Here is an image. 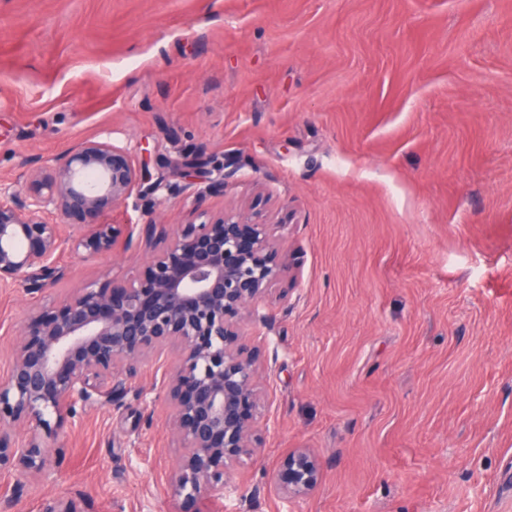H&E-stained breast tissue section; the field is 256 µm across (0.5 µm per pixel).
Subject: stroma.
Returning a JSON list of instances; mask_svg holds the SVG:
<instances>
[{"mask_svg":"<svg viewBox=\"0 0 512 512\" xmlns=\"http://www.w3.org/2000/svg\"><path fill=\"white\" fill-rule=\"evenodd\" d=\"M149 153L160 206L286 217L293 288L247 325L270 428L219 497L174 495L151 364L56 440L51 478L0 477L9 512H512V0H0V181L90 139ZM221 160L187 182L185 159ZM144 251L38 296L0 290V334ZM319 456L301 500L270 489ZM322 474L321 461L312 449L294 448L280 461L273 486L284 498L299 500L317 488Z\"/></svg>","mask_w":512,"mask_h":512,"instance_id":"35a3bbf8","label":"stroma"}]
</instances>
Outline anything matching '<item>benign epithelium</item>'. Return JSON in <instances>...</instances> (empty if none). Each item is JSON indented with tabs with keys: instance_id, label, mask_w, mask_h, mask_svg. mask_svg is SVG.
<instances>
[{
	"instance_id": "obj_1",
	"label": "benign epithelium",
	"mask_w": 512,
	"mask_h": 512,
	"mask_svg": "<svg viewBox=\"0 0 512 512\" xmlns=\"http://www.w3.org/2000/svg\"><path fill=\"white\" fill-rule=\"evenodd\" d=\"M162 185L110 138L77 145L23 184L0 183V289L42 294L68 279L60 262L67 248L85 260L130 249L135 224L68 219H97L134 194L155 197ZM144 230L140 268L106 270L99 281L33 306L15 332L0 375L1 474H55L59 450L51 441L87 408L119 398L149 361L164 365L149 392L170 409L176 495L224 494L232 468L261 447L266 368L243 328L267 323L262 308L287 292L288 224L231 208ZM321 479L318 455L295 448L273 486L299 500Z\"/></svg>"
}]
</instances>
